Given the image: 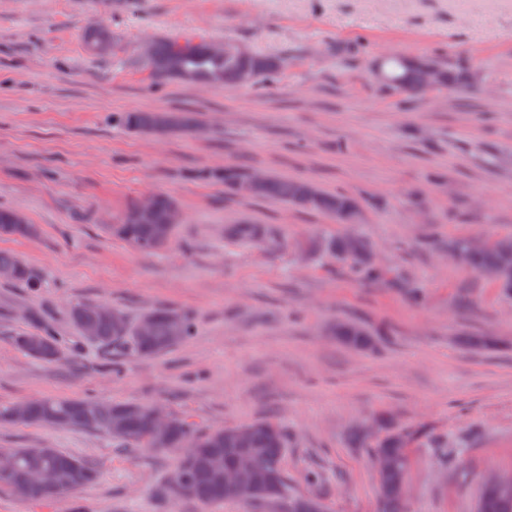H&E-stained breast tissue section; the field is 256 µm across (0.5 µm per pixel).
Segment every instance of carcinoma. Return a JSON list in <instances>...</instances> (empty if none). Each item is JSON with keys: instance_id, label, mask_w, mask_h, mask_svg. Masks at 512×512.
<instances>
[{"instance_id": "cac0c4a2", "label": "carcinoma", "mask_w": 512, "mask_h": 512, "mask_svg": "<svg viewBox=\"0 0 512 512\" xmlns=\"http://www.w3.org/2000/svg\"><path fill=\"white\" fill-rule=\"evenodd\" d=\"M113 39L112 30L107 26L92 24L85 29L84 39L90 51L100 53L102 36ZM151 76L159 82L179 80L191 84H208L212 77L220 76L219 82L226 85L238 83L241 70L253 71L251 87H263L278 80L285 67L282 56H267L253 53L241 59L236 56L215 55L204 41L180 42L173 39H158L153 43L152 57L147 60ZM387 78L386 85L397 95L409 97L420 94L418 85L421 74L410 63V58L393 55L378 64ZM444 88L459 89L470 86L468 78L447 67L443 68ZM112 122L134 135L165 136L173 133H190L196 130L195 118L187 112H124L112 117ZM205 179H222L224 188L235 193L236 184L247 178L248 173L235 167L222 171H208L200 174ZM300 181L268 176L254 194L256 198L273 199L291 207L316 211L328 215L338 224L347 223L349 211L359 206L358 201L342 193L320 191L317 199L310 203L299 191ZM177 203L170 194H157L154 198L153 219L142 224L137 219L138 205L130 206L119 222L108 227L111 234L126 240L145 252L156 251L166 246L173 238L176 227L168 225V213ZM15 210L0 207V236L29 238L24 226L12 223ZM232 234L241 241L259 244L267 237L262 224H237ZM455 258L462 266L482 273L493 269L501 261L496 240L483 248L474 250L468 242L457 240L450 244ZM17 270L12 284L31 291L45 287L42 275L18 256L0 251V268ZM350 272L360 279L378 283L384 278V271L374 264L361 263L348 266ZM98 304L76 303L70 307L69 319L76 328L88 322L97 324L96 335L88 337L91 342L104 346L116 341L129 343L141 356L154 357L172 346L186 340L194 333V322L186 314L160 308L150 311L154 321L153 332L140 336L137 323L123 316L117 320L98 319ZM333 335L342 344L356 349L367 350L375 343L372 331L355 321L336 323ZM15 346L25 355L45 361L57 362L64 357L61 341L46 331H32L14 337ZM31 425L101 432L112 437L118 448H151L152 424L148 406L134 403H103L95 399L44 397L28 400ZM378 424L384 434L375 441H369L363 432H354L351 443L357 448H366L375 459L385 458L389 466L377 470L380 489L381 512H406L404 489L410 466L408 441L410 435L389 426L385 416L378 417ZM249 429L247 444H239L238 428L216 429L195 435L193 447L184 443L193 433L189 422L179 416H172L170 428L159 447L162 452L177 454V467L183 475V485L176 489L168 487V493L192 500L209 507L226 501L242 504L278 502L281 512H323V498L330 489L322 485L320 477L310 472L306 481L310 485L307 494L288 495V481L284 459L288 448V435L277 423L258 420L246 425ZM424 444L435 449L441 467L454 470L459 466L468 441L450 445L428 431H420ZM7 453L16 458V466L9 482L3 488L13 492L23 502L48 501L51 496L33 487L30 483L32 472L54 468L61 475V484L72 493L96 480V465L87 459L61 451L46 448L40 456L25 457L21 449H9ZM250 466L254 481L250 488L242 491L224 483V470L240 462ZM476 512H512V489L499 490L481 483L476 503Z\"/></svg>"}]
</instances>
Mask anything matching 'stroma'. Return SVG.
I'll return each mask as SVG.
<instances>
[{
    "instance_id": "35a3bbf8",
    "label": "stroma",
    "mask_w": 512,
    "mask_h": 512,
    "mask_svg": "<svg viewBox=\"0 0 512 512\" xmlns=\"http://www.w3.org/2000/svg\"><path fill=\"white\" fill-rule=\"evenodd\" d=\"M109 25L110 53L87 50L84 29ZM224 41L286 57L263 89L155 85L145 40ZM433 55L477 74L471 93L401 100L374 73L390 55ZM191 112L197 134L137 137L116 112ZM236 165L305 178L362 203L352 233L386 270L355 279L322 249L342 227L318 212L225 194L201 169ZM183 212L172 242L144 253L106 225L147 194ZM0 206L37 234L0 237L40 271L33 292L0 283V405L37 396L160 405L208 431L272 420L288 433V490L307 471L330 487V512H377L379 486L352 430L385 414L401 430L470 437L455 471L411 443L409 512H474L483 475L512 471V299L448 254L453 239L512 236V0H0ZM266 225L269 243L230 237ZM428 291L409 303L407 284ZM105 302L130 319L155 308L189 313L196 334L143 357L125 343L88 342L68 317ZM382 333L356 351L336 320ZM49 329L65 357L47 364L13 343ZM492 334L477 351L463 336ZM57 448L98 467L91 484L28 504L0 488V512H273L213 510L166 494L172 453L122 452L104 434L0 425V449Z\"/></svg>"
}]
</instances>
